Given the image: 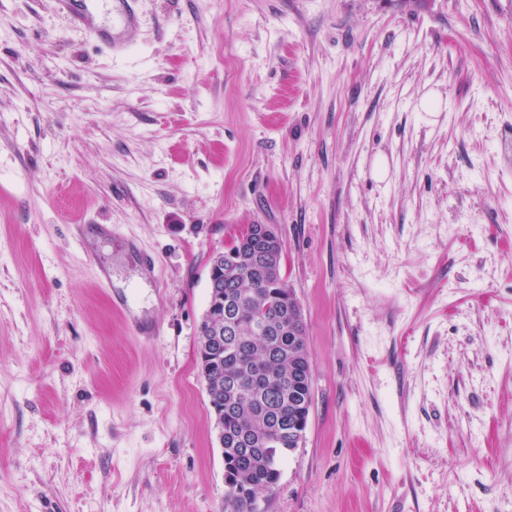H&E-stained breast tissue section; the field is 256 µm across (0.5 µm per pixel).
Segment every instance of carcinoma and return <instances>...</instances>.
Wrapping results in <instances>:
<instances>
[{"instance_id": "carcinoma-1", "label": "carcinoma", "mask_w": 512, "mask_h": 512, "mask_svg": "<svg viewBox=\"0 0 512 512\" xmlns=\"http://www.w3.org/2000/svg\"><path fill=\"white\" fill-rule=\"evenodd\" d=\"M283 241L252 232L237 235L210 261L208 300L224 311L237 305L238 334L224 317L199 326V367L217 424L224 431V484L229 512H254L257 497L280 478V464L296 444L288 432L309 413L312 369L308 353H293L305 336H290L279 317L286 309Z\"/></svg>"}]
</instances>
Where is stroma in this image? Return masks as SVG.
<instances>
[{"label": "stroma", "mask_w": 512, "mask_h": 512, "mask_svg": "<svg viewBox=\"0 0 512 512\" xmlns=\"http://www.w3.org/2000/svg\"><path fill=\"white\" fill-rule=\"evenodd\" d=\"M139 9L115 57L0 0V512H224L198 330L248 224L312 368L255 512H512V0Z\"/></svg>", "instance_id": "1"}]
</instances>
